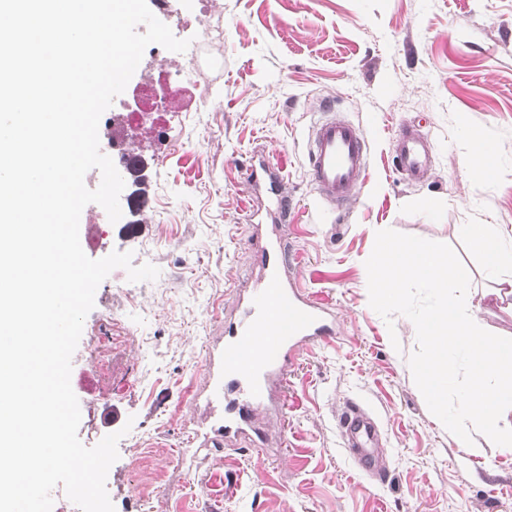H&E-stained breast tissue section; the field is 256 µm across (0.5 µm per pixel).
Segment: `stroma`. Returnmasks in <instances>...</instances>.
I'll return each mask as SVG.
<instances>
[{
  "instance_id": "35a3bbf8",
  "label": "stroma",
  "mask_w": 512,
  "mask_h": 512,
  "mask_svg": "<svg viewBox=\"0 0 512 512\" xmlns=\"http://www.w3.org/2000/svg\"><path fill=\"white\" fill-rule=\"evenodd\" d=\"M173 0L180 39L204 41L201 102L147 116L131 143L144 161L148 206L110 222L98 204L79 225L85 254L132 252L157 280L114 269L95 294L73 354L78 438L92 447L122 431L106 487L115 512H512V452L475 434L467 452L428 409L408 358V318L369 305L365 262L377 231L451 245L469 272L467 307L483 329L512 338L495 295L512 271L489 276L461 233L492 224L512 238V0ZM197 26H190V18ZM185 56L145 52L131 89ZM361 128L365 177L345 209L320 201L308 140L320 107ZM424 134L432 170H398L400 128ZM495 155L483 178L477 144ZM283 168L288 268L303 291L335 309L324 342L305 348L249 440L203 448L206 357L240 312L268 232L272 200L247 181L252 161ZM119 336L110 349L105 336ZM376 418L385 470L372 478L343 446L350 404ZM111 427H104L106 413Z\"/></svg>"
}]
</instances>
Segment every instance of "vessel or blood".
<instances>
[{"mask_svg":"<svg viewBox=\"0 0 512 512\" xmlns=\"http://www.w3.org/2000/svg\"><path fill=\"white\" fill-rule=\"evenodd\" d=\"M309 135V175L317 196L334 206H344L360 184L369 162L361 129L337 118L332 105ZM402 175L418 180L431 167L432 151L426 138L402 129L395 138ZM248 179L276 201L272 220L284 223L288 200L281 192L283 175L265 163L251 165ZM280 238L262 248L263 275L241 301L239 315L224 324V346L218 357L207 358L212 371L209 403L214 435L226 438L245 434L253 413L271 400L275 383L286 381L300 352L327 339L335 322L331 307L306 296L286 273ZM342 435L354 460L366 473L380 474V439L373 419L353 407L340 419Z\"/></svg>","mask_w":512,"mask_h":512,"instance_id":"1","label":"vessel or blood"}]
</instances>
